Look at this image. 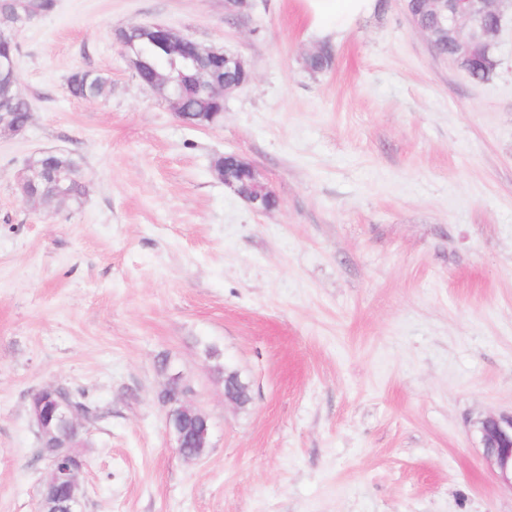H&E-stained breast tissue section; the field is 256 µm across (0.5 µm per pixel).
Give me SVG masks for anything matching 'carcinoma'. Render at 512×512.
Here are the masks:
<instances>
[{"label":"carcinoma","instance_id":"1","mask_svg":"<svg viewBox=\"0 0 512 512\" xmlns=\"http://www.w3.org/2000/svg\"><path fill=\"white\" fill-rule=\"evenodd\" d=\"M54 0H0V16L12 27L18 29L34 17L51 11ZM419 21L433 27L434 50L440 56L448 55L452 50V40L448 31L436 27L435 21L425 12H419ZM142 64L136 76L145 84L150 85L158 75L177 80L176 92L184 102L188 112L204 114L198 123L208 127L218 125L223 119L224 98L208 93L206 86L209 81L203 79V73L196 66L201 46L189 40L173 45L158 41L148 34L136 42ZM333 62L332 50L328 46L312 53L305 60L307 68L319 73L328 69ZM110 78L97 71L79 70L72 73L67 80V91L73 98L83 100L103 99L110 91ZM14 98L13 116L8 123L0 125V129L8 133L18 127L29 124L31 109L29 103L18 90V84L0 85V92ZM41 172L36 178L32 190V200L51 201L58 188L67 191L62 202L77 201L85 194V188L79 179V164L68 153L46 151L28 159Z\"/></svg>","mask_w":512,"mask_h":512}]
</instances>
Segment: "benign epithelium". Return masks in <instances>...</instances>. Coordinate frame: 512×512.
Wrapping results in <instances>:
<instances>
[{"instance_id":"1","label":"benign epithelium","mask_w":512,"mask_h":512,"mask_svg":"<svg viewBox=\"0 0 512 512\" xmlns=\"http://www.w3.org/2000/svg\"><path fill=\"white\" fill-rule=\"evenodd\" d=\"M427 5L438 24L455 33L456 53L449 56V60L463 71L469 70L477 52H485L497 43L502 12L496 0H427ZM140 29L154 31L173 43L183 38L182 33L166 26L131 24L115 34L123 52L135 49L129 35ZM206 55L223 59L224 72L228 74L249 69L241 55L228 49L208 48ZM229 162L243 167L246 173L237 179L225 173L219 174L224 186L244 199L253 210H270L275 204L274 196L260 180L254 167L236 156L224 158V163ZM181 381L182 376L178 373L168 376L166 389L171 391V398L167 402L170 406L167 427L175 440L178 453L189 460L191 456L185 449L211 447L212 424L206 413L187 403V394L180 388ZM244 390H249V386L240 374L235 370L225 371L224 399L241 406ZM41 393L43 398L30 402V415L38 436L55 437L64 432L83 430L86 418L59 387L45 388ZM478 433L485 457L497 467L499 477L512 484V414L482 419ZM82 447L84 440L74 437L67 443L65 453L44 456L47 462L44 486L51 492L61 487L69 490L71 503L67 512H79L82 504L80 475L85 461L78 452Z\"/></svg>"}]
</instances>
